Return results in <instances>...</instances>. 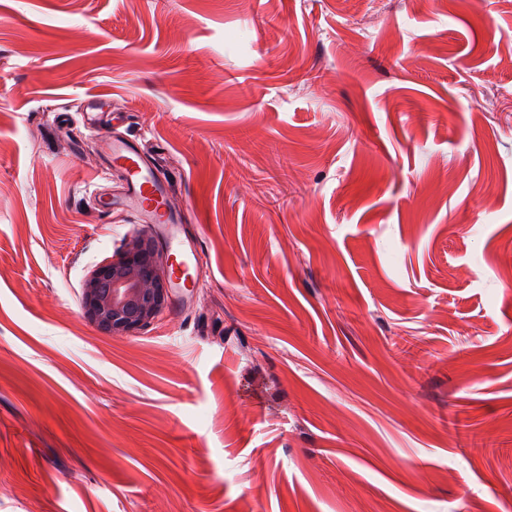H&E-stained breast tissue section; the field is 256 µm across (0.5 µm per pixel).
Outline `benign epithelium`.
Here are the masks:
<instances>
[{
    "label": "benign epithelium",
    "instance_id": "7a95c632",
    "mask_svg": "<svg viewBox=\"0 0 512 512\" xmlns=\"http://www.w3.org/2000/svg\"><path fill=\"white\" fill-rule=\"evenodd\" d=\"M155 237H127L112 257L86 275L83 316L110 336H128L155 322L168 307L171 270Z\"/></svg>",
    "mask_w": 512,
    "mask_h": 512
}]
</instances>
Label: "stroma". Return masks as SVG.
<instances>
[{
  "label": "stroma",
  "instance_id": "obj_1",
  "mask_svg": "<svg viewBox=\"0 0 512 512\" xmlns=\"http://www.w3.org/2000/svg\"><path fill=\"white\" fill-rule=\"evenodd\" d=\"M512 0H0V512H512ZM107 98L202 240L109 336ZM83 128L90 132L97 131L102 125L122 127L124 116L121 112L112 113V105L106 100L97 101L89 112L81 114Z\"/></svg>",
  "mask_w": 512,
  "mask_h": 512
}]
</instances>
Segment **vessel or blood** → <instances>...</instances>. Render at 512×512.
<instances>
[{
  "label": "vessel or blood",
  "mask_w": 512,
  "mask_h": 512,
  "mask_svg": "<svg viewBox=\"0 0 512 512\" xmlns=\"http://www.w3.org/2000/svg\"><path fill=\"white\" fill-rule=\"evenodd\" d=\"M81 124L85 130L94 132L104 125L123 126L124 116L113 111L108 101L100 100L90 111L82 113ZM104 170L120 171L123 187L116 196L94 191L96 208L105 214L120 210L148 224L173 256L170 288L174 305L180 308L190 304L201 285L197 264L201 242L198 236L187 234L181 211L170 202L167 179L160 176L155 164L142 152L138 139L125 134L112 138Z\"/></svg>",
  "instance_id": "obj_1"
}]
</instances>
